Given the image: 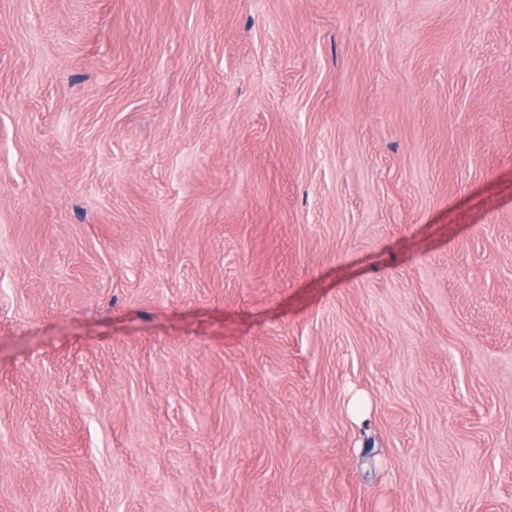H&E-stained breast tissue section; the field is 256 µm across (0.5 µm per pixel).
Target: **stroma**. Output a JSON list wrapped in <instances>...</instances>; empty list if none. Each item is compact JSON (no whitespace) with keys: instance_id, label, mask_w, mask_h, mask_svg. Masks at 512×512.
<instances>
[{"instance_id":"35a3bbf8","label":"stroma","mask_w":512,"mask_h":512,"mask_svg":"<svg viewBox=\"0 0 512 512\" xmlns=\"http://www.w3.org/2000/svg\"><path fill=\"white\" fill-rule=\"evenodd\" d=\"M0 512H512V0H0Z\"/></svg>"}]
</instances>
